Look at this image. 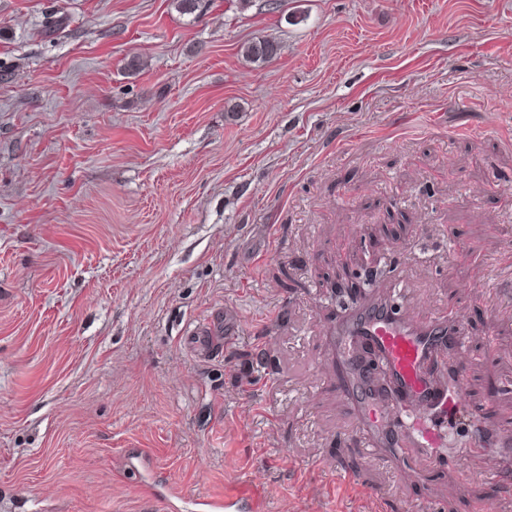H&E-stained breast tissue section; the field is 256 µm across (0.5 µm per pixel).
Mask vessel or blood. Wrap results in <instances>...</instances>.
<instances>
[{
    "instance_id": "vessel-or-blood-1",
    "label": "vessel or blood",
    "mask_w": 512,
    "mask_h": 512,
    "mask_svg": "<svg viewBox=\"0 0 512 512\" xmlns=\"http://www.w3.org/2000/svg\"><path fill=\"white\" fill-rule=\"evenodd\" d=\"M336 334L344 345H362L383 355L393 380V401L377 404L370 383L359 378L349 382L350 391L373 403L367 415L377 427L403 429L398 445L406 456L430 464L438 462L445 446V425L463 406L465 370L456 367L451 376L436 374L432 362L437 339L451 336L464 343L462 313L453 320L444 316L424 317L410 308L392 304L370 309L351 308ZM268 494L263 485L249 478L236 481L224 493V512H268Z\"/></svg>"
}]
</instances>
